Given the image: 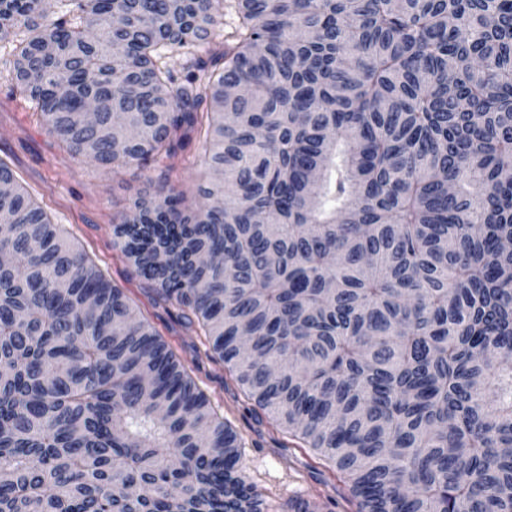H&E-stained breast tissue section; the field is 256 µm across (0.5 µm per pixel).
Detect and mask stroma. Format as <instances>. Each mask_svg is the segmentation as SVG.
I'll return each instance as SVG.
<instances>
[{"instance_id":"1","label":"stroma","mask_w":512,"mask_h":512,"mask_svg":"<svg viewBox=\"0 0 512 512\" xmlns=\"http://www.w3.org/2000/svg\"><path fill=\"white\" fill-rule=\"evenodd\" d=\"M234 0H224L210 49L178 54L170 61L176 80H184L195 57L218 55L236 23ZM13 47L0 42V160L69 236L122 288L140 312L163 336L189 374L224 415L241 442L239 467L264 503V512H297L300 504L315 512H357L348 482L311 449L290 444L283 433L249 400L223 362L215 359L203 337L187 329L171 304L152 301L146 284L113 247L112 226L146 184L171 183L192 190L203 169L204 145L191 139L176 160L175 171L151 165L119 168L105 173L79 161L41 126L33 106L10 77Z\"/></svg>"}]
</instances>
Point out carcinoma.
Instances as JSON below:
<instances>
[{"label":"carcinoma","mask_w":512,"mask_h":512,"mask_svg":"<svg viewBox=\"0 0 512 512\" xmlns=\"http://www.w3.org/2000/svg\"><path fill=\"white\" fill-rule=\"evenodd\" d=\"M0 0L11 79L105 170L205 135L113 247L358 512H512V0ZM92 100L111 109L92 122ZM0 512H263L236 433L0 160ZM232 5H234V0H224V15L218 18L215 28L216 38L209 51L208 49H201L192 54L181 53L175 55V57L170 60L169 65L177 82L183 81L188 71H194L191 65L196 55L201 56L205 60L210 59L212 55L219 56L224 47H222V45H224L225 37L232 31V28H234L236 24V15Z\"/></svg>","instance_id":"cac0c4a2"}]
</instances>
